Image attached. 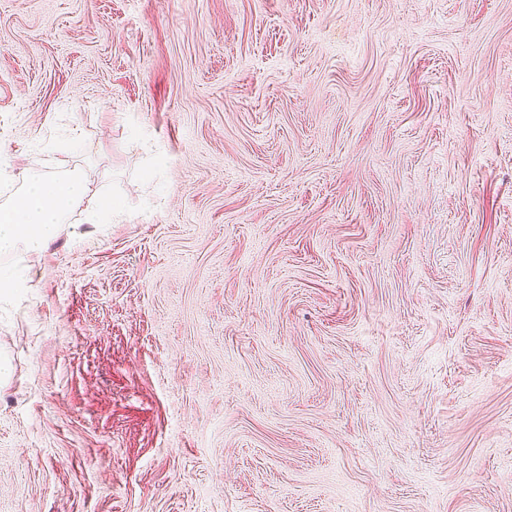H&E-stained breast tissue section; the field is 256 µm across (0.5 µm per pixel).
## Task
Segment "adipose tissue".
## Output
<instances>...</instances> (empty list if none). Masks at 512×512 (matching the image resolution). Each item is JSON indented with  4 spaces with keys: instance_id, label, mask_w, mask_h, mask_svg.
<instances>
[{
    "instance_id": "obj_1",
    "label": "adipose tissue",
    "mask_w": 512,
    "mask_h": 512,
    "mask_svg": "<svg viewBox=\"0 0 512 512\" xmlns=\"http://www.w3.org/2000/svg\"><path fill=\"white\" fill-rule=\"evenodd\" d=\"M88 192L85 177L77 171L50 177L30 170L20 193L0 206V296L11 294L25 276L24 257L43 251L55 238L69 213Z\"/></svg>"
}]
</instances>
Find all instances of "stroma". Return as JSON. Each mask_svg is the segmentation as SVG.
I'll return each mask as SVG.
<instances>
[{
    "label": "stroma",
    "mask_w": 512,
    "mask_h": 512,
    "mask_svg": "<svg viewBox=\"0 0 512 512\" xmlns=\"http://www.w3.org/2000/svg\"><path fill=\"white\" fill-rule=\"evenodd\" d=\"M0 161V512H512V0H0ZM87 192V181L78 171L49 177L32 169L21 192L0 206V257L16 261L0 267L1 298L13 293L25 276L27 267L20 265L24 257L43 251Z\"/></svg>",
    "instance_id": "35a3bbf8"
}]
</instances>
